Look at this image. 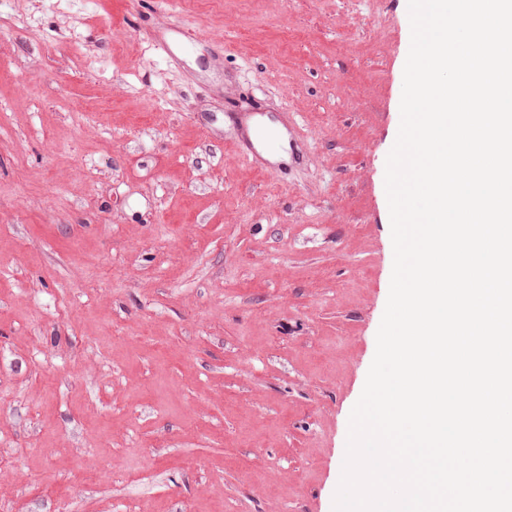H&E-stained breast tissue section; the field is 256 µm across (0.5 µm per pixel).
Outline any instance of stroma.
Returning a JSON list of instances; mask_svg holds the SVG:
<instances>
[{"label":"stroma","instance_id":"1","mask_svg":"<svg viewBox=\"0 0 512 512\" xmlns=\"http://www.w3.org/2000/svg\"><path fill=\"white\" fill-rule=\"evenodd\" d=\"M410 36L408 0H0V512H333ZM254 103L287 176L237 156ZM229 124L237 132L238 155L243 160L251 163L261 170L273 169L284 173L289 167L299 163L302 159V139L297 134L293 124L288 121H279L287 132V147L279 144V147L288 153V162L280 160L278 163H272L263 156V151L268 148L263 139L266 134V127L270 125L271 120L266 112H260L258 108H253L252 112H228ZM250 126L253 130V138L249 134ZM244 133V134H243Z\"/></svg>","mask_w":512,"mask_h":512}]
</instances>
